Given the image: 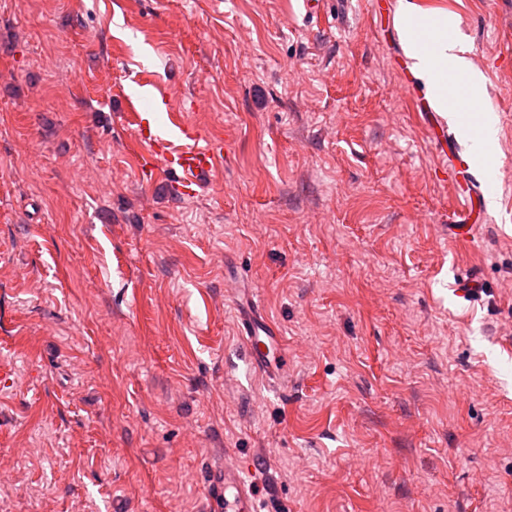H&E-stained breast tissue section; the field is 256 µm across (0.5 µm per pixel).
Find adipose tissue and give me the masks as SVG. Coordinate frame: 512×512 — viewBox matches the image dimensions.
<instances>
[{"instance_id": "adipose-tissue-1", "label": "adipose tissue", "mask_w": 512, "mask_h": 512, "mask_svg": "<svg viewBox=\"0 0 512 512\" xmlns=\"http://www.w3.org/2000/svg\"><path fill=\"white\" fill-rule=\"evenodd\" d=\"M397 31L417 81L438 111L462 122L464 132L483 159L495 157L498 119L473 111L481 98L484 76L473 68L471 46L444 13H424L413 0H398Z\"/></svg>"}]
</instances>
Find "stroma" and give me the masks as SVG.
Here are the masks:
<instances>
[{"label":"stroma","instance_id":"1","mask_svg":"<svg viewBox=\"0 0 512 512\" xmlns=\"http://www.w3.org/2000/svg\"><path fill=\"white\" fill-rule=\"evenodd\" d=\"M415 2L499 107L460 234L370 0H0V512H206L228 461L268 512H512V0ZM160 91L223 146L190 198ZM481 189L478 187L475 189L474 196L470 195H461L456 200V212L457 216L460 218L458 221L460 224H467L471 219L474 211V199L480 200L482 202L486 201L491 196H495L499 190L498 177L496 173V165L494 162H489L487 164V171L483 185L480 184ZM257 295L251 290L250 298L239 300L238 319L240 335L250 352L252 365L262 369L268 376H276L288 365V356L280 353L273 358L270 351L282 346L281 333L264 313Z\"/></svg>","mask_w":512,"mask_h":512}]
</instances>
